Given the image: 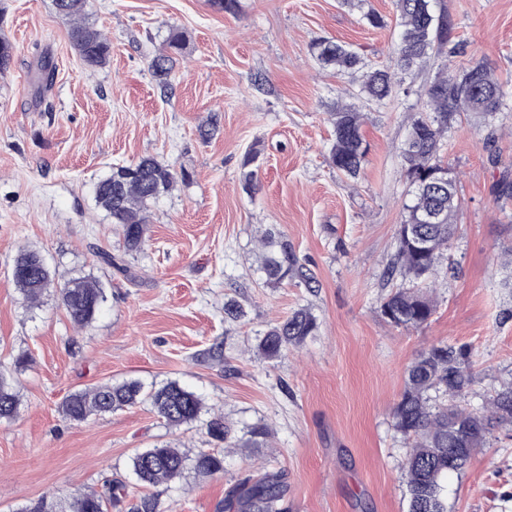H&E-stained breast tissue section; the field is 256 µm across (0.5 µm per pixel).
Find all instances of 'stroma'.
Segmentation results:
<instances>
[{"label": "stroma", "mask_w": 512, "mask_h": 512, "mask_svg": "<svg viewBox=\"0 0 512 512\" xmlns=\"http://www.w3.org/2000/svg\"><path fill=\"white\" fill-rule=\"evenodd\" d=\"M446 3L464 44L457 64L485 62L512 89V0ZM367 10L385 27L364 25ZM85 12L112 46L96 68L81 60L52 0H0V35L14 47L0 76V367L20 396L17 416L0 421V512H28L107 477L127 484L134 505L145 490L132 456L170 442L223 453L224 470L158 487L162 512H220L238 479L277 470L287 475L286 512H407V442L393 408L408 365L440 340L467 349L475 378L464 402L476 412L512 384V201L497 203L494 190L512 172V98L496 117L462 116L443 140L461 200L457 230L438 264L433 316L398 327L380 306L402 219L399 148L435 69L406 75L410 96L366 109L370 151L351 179L328 161L330 114L348 103L350 79L311 52L334 38L387 63L394 0H239L234 14L211 0H86ZM173 27L187 48L164 93L149 62ZM43 58L55 67L49 85ZM210 121L214 132L202 136ZM252 147L260 187L250 194L239 175ZM147 157L187 178L151 206L145 244L127 255L93 187L112 165ZM268 228L315 288L266 286L258 254ZM27 248L57 276L104 284L89 327L73 326L56 289L37 306L23 301L11 266ZM103 251L124 254L129 274L104 264ZM229 297L245 308L240 321L224 318ZM299 308L316 317L315 334L278 360L259 357L256 337ZM216 341L220 365L204 356ZM22 353L29 362L15 368ZM131 379L179 382L235 431L265 423L272 435L243 453L209 442L199 424L169 427L147 404L80 424L62 416L71 392ZM448 512H512V424L449 476Z\"/></svg>", "instance_id": "stroma-1"}]
</instances>
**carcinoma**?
<instances>
[{"instance_id":"cac0c4a2","label":"carcinoma","mask_w":512,"mask_h":512,"mask_svg":"<svg viewBox=\"0 0 512 512\" xmlns=\"http://www.w3.org/2000/svg\"><path fill=\"white\" fill-rule=\"evenodd\" d=\"M52 2L56 13L71 21L70 39L82 61L89 67L105 64L110 43L83 20L85 0ZM396 8L398 40L388 63L374 66L333 38L316 42L312 53L321 67L351 77L355 96L375 105L398 97L403 74L432 59L439 60L438 71L425 93V104L412 121L401 148L408 190L396 232V267L390 275L398 273L402 281L381 305V313L391 323L417 328L426 324L434 312L430 283L436 276L438 260L449 249L461 206L456 177L440 155L443 136L464 113L495 116L502 111L508 90L484 62L453 66L460 44L454 41V24L443 0H396ZM185 49L184 32L169 29L149 63L159 84L167 85L173 62ZM330 117L334 139L329 162L339 173L355 179L368 155L363 115L348 104L336 108ZM259 157V151L253 148L242 163L241 181L247 192L258 187ZM177 182V172L154 158L115 166L96 182L95 201L111 223L121 228L126 250L142 247L151 204ZM260 245V268L267 285L293 281L312 287L314 276L304 270L288 241L268 231ZM12 280L22 297L34 302L55 283V273L39 252L24 249L14 260ZM58 293L69 320L78 328L89 326L104 302V288L92 276L60 282ZM317 328L312 313L300 308L269 327L258 339L256 350L264 359L275 360L289 348L300 346ZM472 381L468 354L443 341L422 350L408 366L405 387L393 413L397 430L409 443L402 463L407 512H448V476L464 471L474 451L485 447L495 427L512 423V385L491 395L480 413L455 404L464 398ZM432 389L448 396L453 405H430L428 391ZM144 402L173 427L192 424L205 411L203 398L177 381L147 389L141 382L130 380L75 391L62 402L61 413L70 422L82 423L93 415ZM19 405L13 379L1 370L0 420L15 417ZM205 429L212 441L230 448H257L268 434L265 426L256 425L250 429V439L241 442L232 436L224 416L215 412L206 420ZM188 460L187 452L166 443L137 453L132 458V471L140 484L157 487L183 478ZM194 469L206 475L222 472L224 456L201 450L194 457ZM286 487L283 471L247 476L228 491L225 508L227 512H282L280 502ZM127 495L124 482L106 479L101 489L73 496L62 512H108Z\"/></svg>"}]
</instances>
